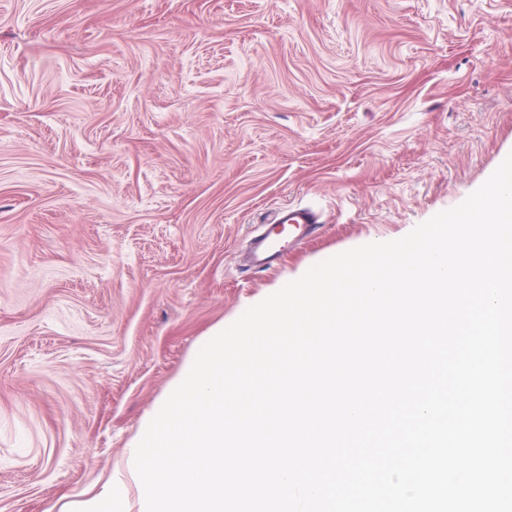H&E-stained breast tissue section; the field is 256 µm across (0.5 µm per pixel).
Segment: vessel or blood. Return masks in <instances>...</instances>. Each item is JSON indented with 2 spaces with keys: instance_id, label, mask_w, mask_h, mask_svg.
<instances>
[{
  "instance_id": "obj_1",
  "label": "vessel or blood",
  "mask_w": 512,
  "mask_h": 512,
  "mask_svg": "<svg viewBox=\"0 0 512 512\" xmlns=\"http://www.w3.org/2000/svg\"><path fill=\"white\" fill-rule=\"evenodd\" d=\"M264 230L253 242L249 268L264 271L280 262L286 246L318 235L323 220L318 210L303 205L286 204L266 215Z\"/></svg>"
}]
</instances>
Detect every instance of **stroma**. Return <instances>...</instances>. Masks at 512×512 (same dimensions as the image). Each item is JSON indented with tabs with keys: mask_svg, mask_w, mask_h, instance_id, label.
Instances as JSON below:
<instances>
[{
	"mask_svg": "<svg viewBox=\"0 0 512 512\" xmlns=\"http://www.w3.org/2000/svg\"><path fill=\"white\" fill-rule=\"evenodd\" d=\"M511 154L512 0H0V512H58L213 325ZM287 203L321 235L242 271Z\"/></svg>",
	"mask_w": 512,
	"mask_h": 512,
	"instance_id": "1",
	"label": "stroma"
}]
</instances>
